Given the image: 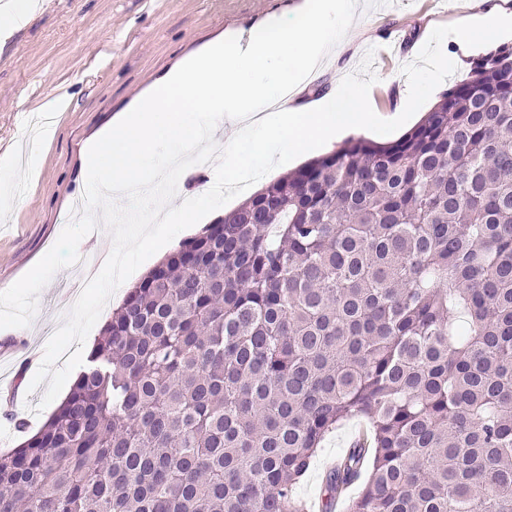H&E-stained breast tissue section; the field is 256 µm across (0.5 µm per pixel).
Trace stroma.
Segmentation results:
<instances>
[{
  "instance_id": "stroma-1",
  "label": "stroma",
  "mask_w": 512,
  "mask_h": 512,
  "mask_svg": "<svg viewBox=\"0 0 512 512\" xmlns=\"http://www.w3.org/2000/svg\"><path fill=\"white\" fill-rule=\"evenodd\" d=\"M306 0H50L49 7L17 31L9 53L0 55V159L13 161L14 210L0 220V291L26 274L50 249L84 194V146L89 137L200 44L220 33L249 28L263 17L294 15ZM488 0H392L365 10L336 52L320 65L299 94L310 104L336 91L355 73L368 50L399 51L373 71L391 96L370 95L373 111L386 120L401 113L408 81L404 65L415 60L434 27L478 18ZM66 92L67 110L56 116L51 142L28 151L38 134L33 118L46 100ZM105 228L79 244L80 263L59 270L38 295L36 315L25 328L0 329V452L16 447L5 414L15 413L39 428L52 414L40 407L43 389H31L47 341L80 295L87 277L81 263L111 249ZM364 427L351 420L323 443L297 495L312 501L323 475L340 461Z\"/></svg>"
}]
</instances>
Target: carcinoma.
<instances>
[{
    "label": "carcinoma",
    "instance_id": "obj_1",
    "mask_svg": "<svg viewBox=\"0 0 512 512\" xmlns=\"http://www.w3.org/2000/svg\"><path fill=\"white\" fill-rule=\"evenodd\" d=\"M512 512V48L400 139L351 138L127 292L0 453V512ZM363 428L362 421L351 420L344 423L326 439L310 470L298 485L296 492L300 499L310 502L318 496L326 469L332 462H340L354 436Z\"/></svg>",
    "mask_w": 512,
    "mask_h": 512
}]
</instances>
